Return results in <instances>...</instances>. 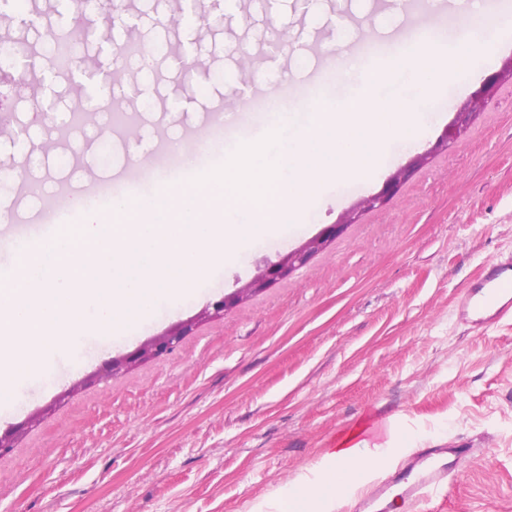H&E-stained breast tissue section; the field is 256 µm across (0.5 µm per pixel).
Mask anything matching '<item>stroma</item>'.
<instances>
[{
    "mask_svg": "<svg viewBox=\"0 0 512 512\" xmlns=\"http://www.w3.org/2000/svg\"><path fill=\"white\" fill-rule=\"evenodd\" d=\"M118 18L82 0H27L10 26L0 67V267L14 266L18 233L41 224L43 196L88 195L93 179L139 183L156 196L174 146L204 145L209 172L229 144L289 137L306 125L272 112H228L230 99L270 89L359 90L370 38L393 48L413 33L447 35L458 22L480 42L476 59L450 64L428 92L427 120L410 141L389 139L375 171L324 184L295 224L251 241L199 290L161 305L114 339L77 341L22 380L0 430L26 423L0 455V512H247L348 431L384 442L391 425L415 446L475 448L447 494L401 512H512V322L474 333L453 302L482 264L512 254V82L480 106L466 136L432 146L471 93L512 56V0H119ZM80 26V71L58 68L42 34ZM288 30L279 49L274 29ZM134 34L148 67L118 46ZM338 82L324 73L336 56ZM253 59L242 77L244 59ZM190 61L188 78L172 73ZM144 68L137 90L113 83L135 135L95 125L48 137L100 76ZM224 140L213 139L216 123ZM432 151L381 209L362 211L327 250L224 316L207 304L249 281L376 193L418 153ZM26 193H19V186ZM197 324L169 358L106 381L88 375L180 321Z\"/></svg>",
    "mask_w": 512,
    "mask_h": 512,
    "instance_id": "35a3bbf8",
    "label": "stroma"
}]
</instances>
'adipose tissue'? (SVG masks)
Returning <instances> with one entry per match:
<instances>
[{
	"label": "adipose tissue",
	"mask_w": 512,
	"mask_h": 512,
	"mask_svg": "<svg viewBox=\"0 0 512 512\" xmlns=\"http://www.w3.org/2000/svg\"><path fill=\"white\" fill-rule=\"evenodd\" d=\"M437 46V37L430 35L413 47L399 49L398 70L411 74L419 87L429 88L444 74ZM409 441V435L396 426L391 427L385 443L373 446L356 432H348L292 481L257 500L249 512H336L342 494L373 480L393 463L394 449Z\"/></svg>",
	"instance_id": "1"
}]
</instances>
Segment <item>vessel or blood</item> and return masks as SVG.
<instances>
[{
  "label": "vessel or blood",
  "instance_id": "obj_1",
  "mask_svg": "<svg viewBox=\"0 0 512 512\" xmlns=\"http://www.w3.org/2000/svg\"><path fill=\"white\" fill-rule=\"evenodd\" d=\"M455 311L460 321L475 330L512 321V255L486 263L479 278L457 298ZM471 455L467 447L418 450L399 469L363 492L361 512H387L394 495L420 505L455 484L462 474V462Z\"/></svg>",
  "mask_w": 512,
  "mask_h": 512
}]
</instances>
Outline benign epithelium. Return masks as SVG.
I'll use <instances>...</instances> for the list:
<instances>
[{
    "mask_svg": "<svg viewBox=\"0 0 512 512\" xmlns=\"http://www.w3.org/2000/svg\"><path fill=\"white\" fill-rule=\"evenodd\" d=\"M505 79L512 80V56L505 59L500 68L487 78L471 95L475 104L487 101L493 93L496 85ZM473 117V113L460 111L455 113L454 118L438 136L431 150L413 156L408 164L397 174L389 177L382 188L367 200V206L371 208L382 207L398 192L402 179L409 172L424 165L429 156L448 144L457 142L465 133ZM354 217L349 216L334 224L324 227L315 236L309 238L298 248L281 256L276 262L271 263L260 270V272L249 282L214 301L204 310L209 316H221L232 310L239 304L247 301L253 295L264 291L278 280L291 274L296 268L303 266L317 253L325 250L353 223ZM195 319L191 318L178 322L157 336H152L142 342L134 351L122 356L114 357L104 363L88 376V379H101L114 376L127 371L139 364L168 357L172 355L181 345L182 341L193 330Z\"/></svg>",
    "mask_w": 512,
    "mask_h": 512,
    "instance_id": "obj_1",
    "label": "benign epithelium"
}]
</instances>
